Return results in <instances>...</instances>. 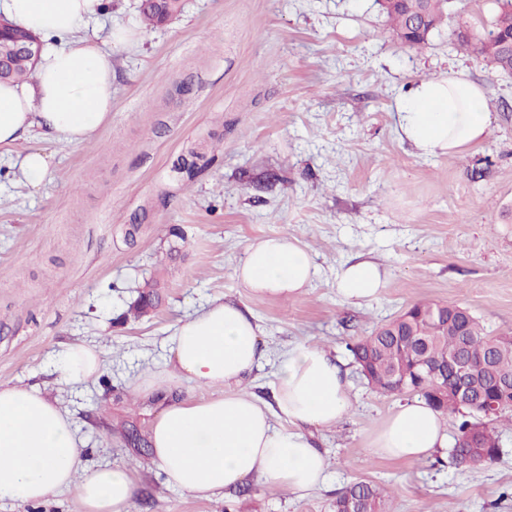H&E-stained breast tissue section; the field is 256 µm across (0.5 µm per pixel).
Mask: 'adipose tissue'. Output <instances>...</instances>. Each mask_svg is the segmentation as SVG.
I'll return each instance as SVG.
<instances>
[{"label": "adipose tissue", "instance_id": "adipose-tissue-1", "mask_svg": "<svg viewBox=\"0 0 512 512\" xmlns=\"http://www.w3.org/2000/svg\"><path fill=\"white\" fill-rule=\"evenodd\" d=\"M108 0H0V15L37 34L43 51L30 80L0 83V149H18L22 179L39 187L49 157L22 148L31 132L69 146L89 141L112 119V44L83 36ZM483 89L460 71L420 80L397 107V133L418 156H464L490 128ZM252 293L292 297L312 282L309 250L281 236L249 242L235 270ZM386 285L380 265L359 260L342 266L336 289L348 301L376 295ZM264 359L260 328L237 304L215 301L175 328L162 370L140 379L148 393L175 381L213 388L210 397L164 406L151 425L152 461L171 485L209 500L261 478L291 492L322 486L330 462L308 428L335 426L350 408L348 382L337 358L312 343L282 354L273 403L243 388ZM100 351L68 345L54 370L77 388L101 373ZM288 425H273V415ZM443 417L423 400L400 406L376 432L372 453L419 461L447 447ZM74 491L81 512H129L136 493L133 471L112 464L87 468L69 413L32 387L0 383V500L41 503Z\"/></svg>", "mask_w": 512, "mask_h": 512}]
</instances>
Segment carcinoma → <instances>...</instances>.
<instances>
[{"instance_id": "carcinoma-1", "label": "carcinoma", "mask_w": 512, "mask_h": 512, "mask_svg": "<svg viewBox=\"0 0 512 512\" xmlns=\"http://www.w3.org/2000/svg\"><path fill=\"white\" fill-rule=\"evenodd\" d=\"M498 9L493 31L498 37H512V0H497ZM411 3H401L387 11L393 32L410 46H419L427 39L408 31ZM458 45L471 48L486 57H496L497 42L490 37L472 38L458 35ZM428 340L420 354L430 364L448 371V376L434 378L426 374L414 375V356L408 350L412 335ZM355 364L371 363L377 370L370 384L382 392L417 397L435 411L455 422V440L468 436L472 427L481 423L480 413L461 405L455 397L456 375L448 360L468 366L478 375L474 394L490 396L497 392V384L512 376V342L505 336L485 333L480 320L472 313L462 315L458 304L443 301L415 303L385 323L377 326L370 336L347 345ZM512 406H505L483 424L482 439L487 447L478 452L479 460L469 461L466 449L453 447L451 455L458 464L480 469L499 454L498 423ZM357 507L362 512H387L383 489L364 481H355L340 492L332 505L334 512H348Z\"/></svg>"}]
</instances>
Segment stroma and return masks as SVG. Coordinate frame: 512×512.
Returning <instances> with one entry per match:
<instances>
[{"label": "stroma", "mask_w": 512, "mask_h": 512, "mask_svg": "<svg viewBox=\"0 0 512 512\" xmlns=\"http://www.w3.org/2000/svg\"><path fill=\"white\" fill-rule=\"evenodd\" d=\"M140 0H112V120L67 146L31 135L49 154L41 186L19 179L0 150V382L33 387L72 416L87 466L135 471L130 512H331L361 479L389 488L390 512H512V425L477 470L441 448L404 461L370 442L405 396L368 385L347 344L421 301L455 302L486 332L512 336V75L461 50L484 35L494 0H450L427 45L402 43L376 0H183L163 26ZM465 71L485 91L487 139L464 157L424 159L396 132L395 105L421 79ZM201 154L193 176L175 167ZM286 236L318 268L292 298L256 296L235 268L250 241ZM378 262L386 285L358 303L336 290L347 261ZM159 301L126 312L147 284ZM216 299L261 328L262 368L244 383L271 400L282 352L313 342L340 359L352 406L312 429L329 476L304 496L257 480L213 500L171 487L149 437L161 407L203 395L180 381L141 396L164 367L175 325ZM72 343L97 346L103 374L79 389L51 365Z\"/></svg>", "instance_id": "obj_1"}]
</instances>
